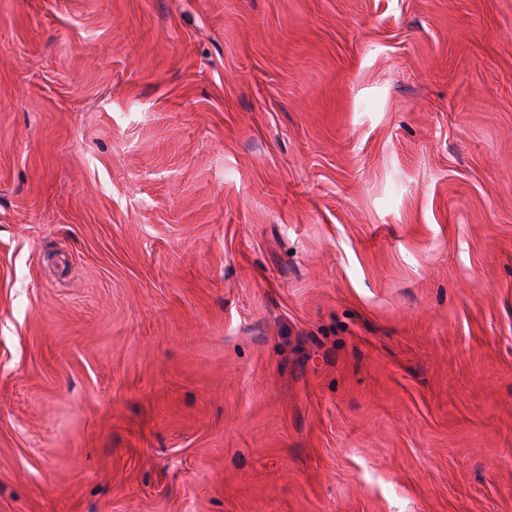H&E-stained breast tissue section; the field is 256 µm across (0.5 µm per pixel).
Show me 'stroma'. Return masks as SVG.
<instances>
[{"mask_svg": "<svg viewBox=\"0 0 512 512\" xmlns=\"http://www.w3.org/2000/svg\"><path fill=\"white\" fill-rule=\"evenodd\" d=\"M0 512H512V0H0Z\"/></svg>", "mask_w": 512, "mask_h": 512, "instance_id": "stroma-1", "label": "stroma"}]
</instances>
